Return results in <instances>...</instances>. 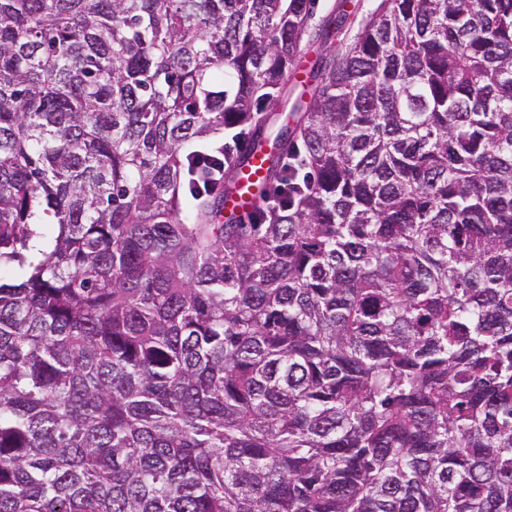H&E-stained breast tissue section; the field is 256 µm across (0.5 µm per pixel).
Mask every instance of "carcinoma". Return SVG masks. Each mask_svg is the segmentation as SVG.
Here are the masks:
<instances>
[{
	"mask_svg": "<svg viewBox=\"0 0 512 512\" xmlns=\"http://www.w3.org/2000/svg\"><path fill=\"white\" fill-rule=\"evenodd\" d=\"M376 2L0 0V512H512V0ZM258 177V172L250 176L249 181L253 185L249 186L242 194L224 197V212L226 214L245 219L254 210L255 193L263 186V183L256 184Z\"/></svg>",
	"mask_w": 512,
	"mask_h": 512,
	"instance_id": "obj_1",
	"label": "carcinoma"
}]
</instances>
